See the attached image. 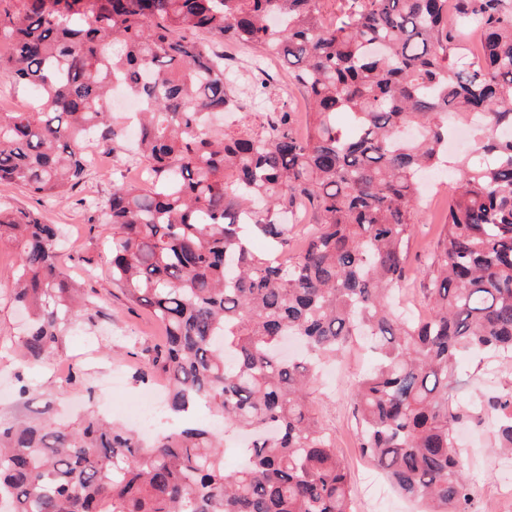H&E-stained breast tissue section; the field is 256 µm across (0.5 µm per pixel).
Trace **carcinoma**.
I'll use <instances>...</instances> for the list:
<instances>
[{"label":"carcinoma","mask_w":512,"mask_h":512,"mask_svg":"<svg viewBox=\"0 0 512 512\" xmlns=\"http://www.w3.org/2000/svg\"><path fill=\"white\" fill-rule=\"evenodd\" d=\"M336 3L328 22L323 0H0V73L38 95L0 112V185L67 198L92 148L123 158L112 87L139 101L146 180L115 178L84 206L112 224V284L165 328L150 365L169 409L208 405L246 436L247 458L226 472L221 430L147 443L93 410L73 425H0L5 512H353L311 385L359 336L377 355L351 384L362 453L421 512H469L456 357L512 359V0H454L451 18L448 0ZM464 29L480 33L477 64L456 52ZM228 41L295 66L305 132L286 100L258 130L204 122L234 106ZM450 112L482 121L423 264L428 315L414 318L391 294ZM298 212L314 224L290 255ZM5 238L18 250L11 300L28 313L23 356L49 364L90 300L58 265L59 225L0 205ZM474 409L511 457L512 392Z\"/></svg>","instance_id":"1"}]
</instances>
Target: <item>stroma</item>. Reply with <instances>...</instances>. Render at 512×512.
I'll return each mask as SVG.
<instances>
[{"label":"stroma","mask_w":512,"mask_h":512,"mask_svg":"<svg viewBox=\"0 0 512 512\" xmlns=\"http://www.w3.org/2000/svg\"><path fill=\"white\" fill-rule=\"evenodd\" d=\"M450 182L438 186L436 202H421L418 219L426 224V235L413 240L408 255L410 269L424 261L442 223ZM112 190L111 171H89L86 178L63 202H43L24 189L0 185V195L10 206L34 212L52 223L63 225L66 238L58 253L59 264L92 294V306L70 327L56 357L57 368H32L17 347L23 334L24 318L11 303L8 281L16 263L12 243L0 241V422L49 418L59 424L70 422L85 403H93L102 413L119 417L120 410L146 391V384L134 381L135 370L146 368L154 347L161 339L158 324L144 312L131 308L112 283L108 274L107 246L111 225L99 221L88 224L80 201L106 198ZM373 354L358 343L335 362L340 386L319 381L314 394L315 407L330 430L336 446L348 464L353 483L355 512H371L373 498L386 502L387 512H414L413 503L400 497L385 476L364 459L357 448V437L349 433L353 423L348 387L360 371L369 369ZM495 359L485 354L460 353L457 357L458 383L454 399L459 407L471 406L477 394L490 395L512 389V362L503 372L487 382ZM77 370L80 379L73 385L60 386L56 370ZM121 374L118 386L102 385L109 372ZM27 383L35 393L29 400L17 395L19 383ZM464 449L463 466L472 486L470 512H501L505 481H512V467L504 464L493 449L491 425L486 421L463 419L459 430Z\"/></svg>","instance_id":"obj_1"}]
</instances>
